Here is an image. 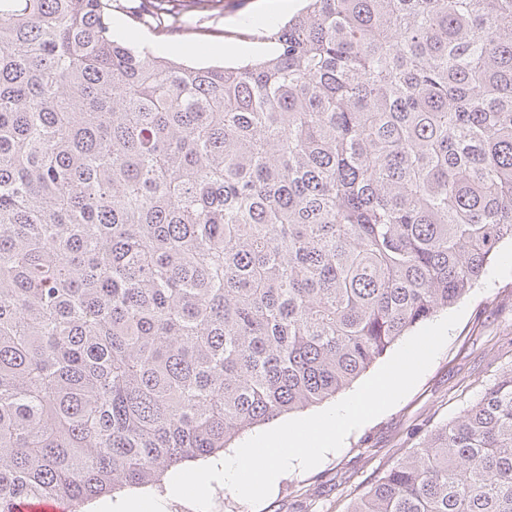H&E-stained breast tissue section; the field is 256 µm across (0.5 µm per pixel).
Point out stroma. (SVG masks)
Segmentation results:
<instances>
[{
  "mask_svg": "<svg viewBox=\"0 0 512 512\" xmlns=\"http://www.w3.org/2000/svg\"><path fill=\"white\" fill-rule=\"evenodd\" d=\"M113 18L123 36L135 35L160 55L193 65H231L256 56L261 23L286 22L304 0H175L179 29L155 34L139 20L142 0H120ZM465 313L411 392L384 414L353 431L342 448L315 468L282 474L269 497L251 506L230 488L214 485L212 512H347L354 500L436 425L460 416L512 370V274L471 290Z\"/></svg>",
  "mask_w": 512,
  "mask_h": 512,
  "instance_id": "obj_1",
  "label": "stroma"
}]
</instances>
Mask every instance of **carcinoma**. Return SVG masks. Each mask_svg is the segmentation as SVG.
Segmentation results:
<instances>
[{"label": "carcinoma", "instance_id": "obj_1", "mask_svg": "<svg viewBox=\"0 0 512 512\" xmlns=\"http://www.w3.org/2000/svg\"><path fill=\"white\" fill-rule=\"evenodd\" d=\"M0 0V512L330 399L512 242V0H308L235 66ZM348 512H512V371Z\"/></svg>", "mask_w": 512, "mask_h": 512}]
</instances>
